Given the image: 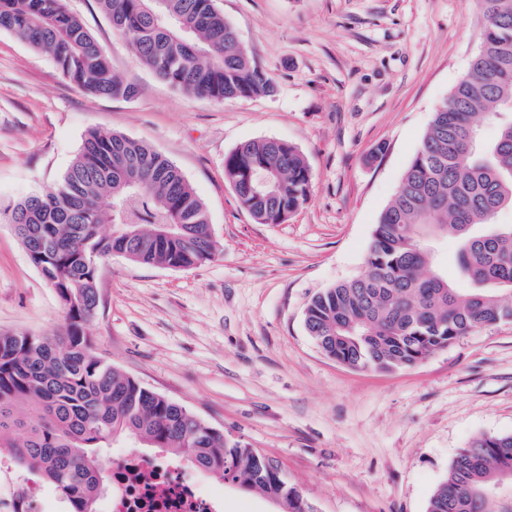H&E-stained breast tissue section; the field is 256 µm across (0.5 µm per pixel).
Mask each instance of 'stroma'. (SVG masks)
<instances>
[{
	"mask_svg": "<svg viewBox=\"0 0 512 512\" xmlns=\"http://www.w3.org/2000/svg\"><path fill=\"white\" fill-rule=\"evenodd\" d=\"M133 98L85 93L54 62L0 31V206L57 183L88 130L150 143L205 202L218 255L189 269L98 266L86 326L94 354L272 459L315 512H426L459 448L512 434V322L477 330L393 371L327 358L304 327L310 300L361 276L381 211L435 108L467 73L483 21L477 0H216L273 96L218 104L143 67L96 0H66ZM296 146L308 201L257 223L224 180L240 143ZM54 290L0 223V334H62ZM224 512H275L192 465ZM38 480L0 448V501ZM27 512H69L61 494Z\"/></svg>",
	"mask_w": 512,
	"mask_h": 512,
	"instance_id": "35a3bbf8",
	"label": "stroma"
}]
</instances>
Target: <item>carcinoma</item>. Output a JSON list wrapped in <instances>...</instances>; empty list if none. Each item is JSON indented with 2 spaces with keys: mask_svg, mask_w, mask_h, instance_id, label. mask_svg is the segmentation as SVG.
<instances>
[{
  "mask_svg": "<svg viewBox=\"0 0 512 512\" xmlns=\"http://www.w3.org/2000/svg\"><path fill=\"white\" fill-rule=\"evenodd\" d=\"M140 63L175 89L215 103L266 97L272 79L242 49L215 0H97ZM482 44L466 76L433 112L398 189L375 224L364 273L316 295L304 317L330 359L352 368L411 367L476 329L512 321V0H478ZM0 31L49 56L96 96L131 98L102 47L65 0H0ZM497 122L480 141L477 117ZM224 180L259 224H282L310 195L309 166L292 144L246 141L224 157ZM20 224L31 261L66 315L61 336L0 335V448L39 469L70 512H95L111 475L100 449L133 437L247 494L314 512L278 467L184 407L96 357L85 325L97 307V268L129 260L192 268L218 253L206 205L180 168L131 136L89 130L61 179L0 214ZM111 232L100 233L102 225ZM453 231L460 282L435 265ZM512 434L462 448L427 512H512Z\"/></svg>",
  "mask_w": 512,
  "mask_h": 512,
  "instance_id": "obj_1",
  "label": "carcinoma"
}]
</instances>
